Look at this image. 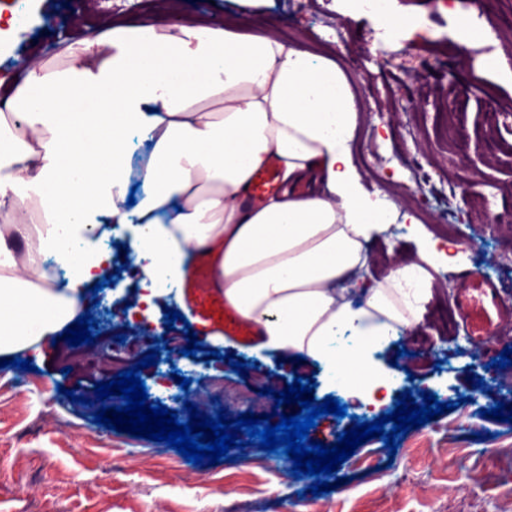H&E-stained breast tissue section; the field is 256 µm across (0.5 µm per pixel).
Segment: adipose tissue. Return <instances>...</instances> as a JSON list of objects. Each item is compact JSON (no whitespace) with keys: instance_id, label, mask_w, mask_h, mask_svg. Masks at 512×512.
I'll list each match as a JSON object with an SVG mask.
<instances>
[{"instance_id":"adipose-tissue-1","label":"adipose tissue","mask_w":512,"mask_h":512,"mask_svg":"<svg viewBox=\"0 0 512 512\" xmlns=\"http://www.w3.org/2000/svg\"><path fill=\"white\" fill-rule=\"evenodd\" d=\"M360 112L337 59L230 25L110 24L0 78V356L51 343L112 272L95 230L131 224L138 305L182 288L204 255L256 352L303 357L327 390L369 398L390 380L378 353L421 325L447 256L365 190ZM271 161L281 189L254 200ZM398 217L415 253L373 274L367 245ZM33 237L64 288L20 255Z\"/></svg>"}]
</instances>
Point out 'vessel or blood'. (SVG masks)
I'll list each match as a JSON object with an SVG mask.
<instances>
[{"label": "vessel or blood", "mask_w": 512, "mask_h": 512, "mask_svg": "<svg viewBox=\"0 0 512 512\" xmlns=\"http://www.w3.org/2000/svg\"><path fill=\"white\" fill-rule=\"evenodd\" d=\"M500 292L501 287L494 280L473 272L463 274L456 309L475 341H484L512 321V313L499 302ZM185 295L206 329L222 331L243 343L253 341L256 335L254 324L241 319L225 305L223 296L212 286L206 260L194 264Z\"/></svg>", "instance_id": "obj_1"}]
</instances>
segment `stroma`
<instances>
[{
  "label": "stroma",
  "instance_id": "obj_1",
  "mask_svg": "<svg viewBox=\"0 0 512 512\" xmlns=\"http://www.w3.org/2000/svg\"><path fill=\"white\" fill-rule=\"evenodd\" d=\"M61 2L28 0L32 21L24 34L0 22V77L13 74L20 57H53L62 39L81 38L107 17L87 12L84 0H69L67 11ZM396 2L421 21L420 34L384 35L373 19L342 9L338 0H181L176 18L160 10L151 19L214 28L234 21L253 33L271 27L315 52L336 53L349 68L364 106L355 161L368 190L412 210L441 243L465 244L461 264L437 275L420 334L380 354L382 363L397 361L399 371L412 374L391 388L381 411L394 410L407 390L435 394L455 410L417 428L422 447L405 439L392 451L380 437L360 445L336 471L344 485L318 496L308 491L312 477H293V462L281 453L241 484L230 478L243 467L239 459L186 471L177 450L94 421L101 407L94 386L116 376L115 360L130 369L156 343L188 344L183 321L167 324L163 306L144 332L129 328L117 306L94 342H57L32 371L0 368V512H295L299 503L312 512H512V423L481 415L512 404V382L493 365L512 348V331L475 346L454 310L466 271L499 282L512 302V0H489L483 23L498 38L468 51L452 29L461 4ZM451 122L478 149L474 163L449 145ZM476 199L497 213V223H472L469 203ZM368 249L381 268L413 252L415 243L402 225L391 224ZM197 342L242 357L249 368L244 377L230 369L194 373L190 391L208 416L246 412L225 396L228 384L270 388L261 399L266 414L274 393L298 375L315 381L316 402L327 395L317 368L248 352L238 341L217 347L203 332ZM472 376L483 386L469 384ZM69 389L74 398L66 397Z\"/></svg>",
  "mask_w": 512,
  "mask_h": 512
}]
</instances>
